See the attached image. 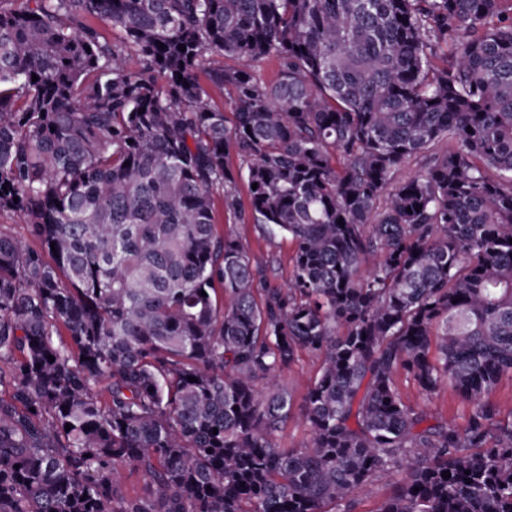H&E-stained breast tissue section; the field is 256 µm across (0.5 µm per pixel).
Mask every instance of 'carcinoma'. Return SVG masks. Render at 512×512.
<instances>
[{
  "mask_svg": "<svg viewBox=\"0 0 512 512\" xmlns=\"http://www.w3.org/2000/svg\"><path fill=\"white\" fill-rule=\"evenodd\" d=\"M4 211L0 512H512V0H0ZM215 217L218 232L242 242L254 261L265 263L273 259L274 270L269 274V281L279 287L286 286L293 248L288 239H278L270 244L256 224L241 221L227 212L222 197L218 195L215 197ZM318 369V357L312 353L303 352L291 371L282 375L280 384L291 390L295 401L299 403L307 388L313 383ZM397 385L407 402L421 407L431 416L442 419L454 417L459 424L464 423L468 406L448 384L442 385L429 398L424 396L414 381L405 374L398 376ZM308 438V431L298 419L297 413L288 419L276 435L277 443L286 448L298 447ZM387 492L385 482L373 479L354 495L356 506L353 512H373Z\"/></svg>",
  "mask_w": 512,
  "mask_h": 512,
  "instance_id": "obj_1",
  "label": "carcinoma"
}]
</instances>
